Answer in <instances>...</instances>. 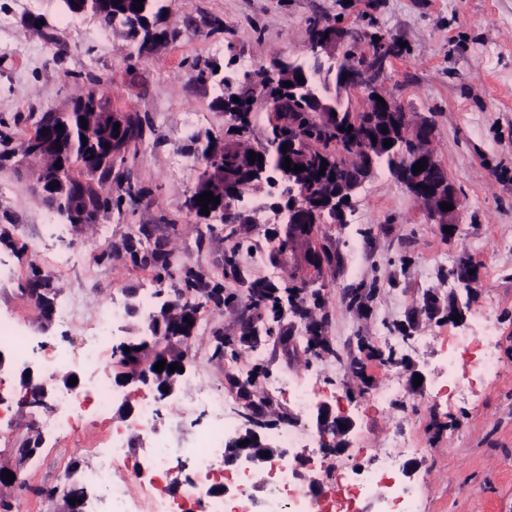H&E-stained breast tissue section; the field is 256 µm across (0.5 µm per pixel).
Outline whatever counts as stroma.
Listing matches in <instances>:
<instances>
[{"mask_svg": "<svg viewBox=\"0 0 512 512\" xmlns=\"http://www.w3.org/2000/svg\"><path fill=\"white\" fill-rule=\"evenodd\" d=\"M162 19L177 39L150 49L131 42L125 27L86 14L62 0H0V135L12 150L31 136L42 113L64 108L87 92L91 78L112 107L143 122L116 171L142 189L130 200L112 189L96 224L75 230L33 189L30 172L0 163V318L29 332L41 355L76 343L106 304L142 296L185 294L201 310L185 346L188 366L178 396L167 401L161 429L191 440L210 410L193 406L206 385L237 400L230 415L244 428L253 406L263 434L294 424L297 480L327 481L341 467H377L378 450L393 437L415 444L400 461V482L421 490L419 512H512V0H160ZM338 23L371 56V42L394 45L377 80L413 118L432 123L430 146L462 202L452 229L433 223L423 204L380 168L355 192L343 220L324 218L308 235L289 239L272 209L273 191L258 190L262 223L222 224L190 213L198 185L196 154L205 134L223 138L233 124L223 95L253 91V142L270 133L263 78L280 59H305L311 19ZM250 59L242 67V59ZM55 269L56 301L75 300L77 319L44 320L27 288L35 274ZM193 275L201 289L186 291ZM262 283L279 306L253 307ZM492 342H484L485 332ZM223 355H215L216 345ZM491 348L499 368L475 364ZM459 353L460 387L443 384L441 364ZM21 363L0 368V464L40 439L23 465L24 484L9 490L10 512H52L47 490L63 492L94 465L93 442L127 438L117 481L135 512H149L161 495L178 498L172 465L145 484L146 437L128 434L121 405L138 407L154 389L131 385L110 410L80 419L75 434H36ZM422 385H415V376ZM314 387L315 403L353 420L344 453L313 417L297 419L298 382ZM400 386L390 410L373 396Z\"/></svg>", "mask_w": 512, "mask_h": 512, "instance_id": "1", "label": "stroma"}]
</instances>
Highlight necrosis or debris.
I'll use <instances>...</instances> for the list:
<instances>
[{
  "label": "necrosis or debris",
  "instance_id": "1",
  "mask_svg": "<svg viewBox=\"0 0 512 512\" xmlns=\"http://www.w3.org/2000/svg\"><path fill=\"white\" fill-rule=\"evenodd\" d=\"M123 312V307L117 305L101 309L92 330L82 336L78 353L54 349L42 356L46 378L59 376L75 361L88 373L91 384L86 392L67 387L58 390L53 413L41 421L47 432L59 436L68 434L75 416L86 411L101 414L108 409L114 391L109 379L102 376L100 365ZM159 416L156 401L143 399L137 429L150 436L152 474H164L174 457L181 454L192 459L198 480L183 501L154 499L151 512H358L359 498L391 476L399 458L411 451L408 442L394 439L384 450V462L380 468L355 477L346 471H337L336 493L325 503L315 501L295 488L294 468L289 459L274 460L264 478L267 494L261 503L256 504L245 495L212 496L205 487L207 481L214 479V464L223 456L224 440L233 431V421L227 414L214 417L207 428L200 430L191 442L180 448L173 447L169 438L157 434L155 424ZM126 453L125 442L118 436L98 443L94 449L96 463L88 471L86 481L101 503L102 512H131L129 496L119 493L114 483L118 465Z\"/></svg>",
  "mask_w": 512,
  "mask_h": 512
}]
</instances>
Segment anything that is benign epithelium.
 <instances>
[{"label": "benign epithelium", "instance_id": "obj_1", "mask_svg": "<svg viewBox=\"0 0 512 512\" xmlns=\"http://www.w3.org/2000/svg\"><path fill=\"white\" fill-rule=\"evenodd\" d=\"M71 13L81 15L91 13L99 18L105 16L102 5L105 0H70ZM136 38L139 39L140 46H151L157 43L170 41L172 37L178 35V32L171 26L159 27L156 24L148 26H135ZM343 36L338 27L334 24L328 25L327 33L309 44L310 57L319 63H344L346 62L347 50L341 48ZM283 69L296 70L303 76V81L293 85L294 91L304 96L307 100L316 105V121L332 125L334 124L336 111V101L324 100L316 95L310 86V78L305 65L294 62L280 61L275 65V71ZM336 76L339 79V88L349 89L355 86L365 85L366 72L364 67L355 63L346 68L336 70ZM107 100V95L100 91L87 92L80 101H72L66 108L68 112L84 111L89 104L98 106L99 103ZM385 104L378 106V111L367 112V118L363 128L356 136L341 131L338 137L345 138L352 149L361 150L366 154L368 167L365 175L360 181L355 183L336 182V190L333 193L312 194L307 188L301 186L298 180V173L288 171L283 167L271 169L267 164L254 163L243 165L233 174L229 175L226 181L228 188L225 198L220 200L217 206L209 211L208 218L224 222V205L231 204L237 199L239 194L245 188L253 183H267L274 186H282L278 200L273 202L272 207L278 214L282 215L285 223L293 226L301 223L310 214H332L333 218H338L345 214L351 199L356 190L362 185V182L370 178L376 169V157L388 151L395 155L397 165L394 172L399 177L408 191L416 198L426 195L431 197L435 205L432 210L427 212L430 220L436 224L452 225L456 223L460 213V198L456 188L449 177L435 176V172L440 168V164L434 157H422L420 154L419 143L428 140L429 127L423 123L419 126L412 124L409 117L399 118L391 99L383 97ZM99 119L108 124L109 128H119V132L112 133V144H117L133 121V117L128 112H120L112 109V105H107L104 112H95ZM67 130L57 129L51 118H46L41 124L39 134L34 136L27 147L24 149V158L33 167L38 168L41 165L43 153L47 148L52 147L60 151L59 166L42 170L41 179L36 182V188L41 196H50L61 188H66V181L77 177L74 168H79L82 175L91 172L96 174L104 169H114L119 158V152L116 149L101 151L94 149L87 153L86 161L76 165L66 160V155L61 153ZM392 141V146L384 147V142ZM424 161L423 170L419 173H413V166L418 161ZM448 203L453 205V209L444 210L441 204ZM29 292L34 296L44 314L49 315L53 312L54 299L51 297V290L47 288H38L36 283H31ZM200 308L186 309L184 317L190 319V322L180 320L171 325L166 333L157 332L151 339L143 342L146 344L145 350L150 352V357L140 368L132 370L122 366L113 377V384L123 389L132 384H142L153 387L158 393L157 399L161 402L170 399L175 395L179 387L178 376L182 372L176 370L171 374V378H166L164 372L154 370L155 354L162 353V359L166 365L173 363L179 367H186V352L180 351L176 354L170 352V349L176 344L187 342L193 335L195 325L198 321ZM138 340L128 339L115 345L116 352L120 353L125 348H135L143 344ZM23 382L30 386L31 406H43L47 404L48 397L56 388V381L47 380L35 373L32 366H26L21 372ZM315 415L317 427L320 429H329L336 433L339 441L336 443L335 453H341L346 450L344 436L353 427V421L349 418H336L331 415L326 405L319 403L312 409ZM250 427L243 431L236 432L233 436L224 441V461L235 464L240 468L250 470L261 464L269 463L277 457L285 454V451L273 446L267 442L265 437L254 426L258 422L252 414H246ZM249 440V443L243 447L239 442ZM267 452L269 456L263 457L261 453ZM89 495L82 494L80 486L76 483L69 485L66 493L63 495L64 508L59 512H87L86 505ZM77 500V503H71V500Z\"/></svg>", "mask_w": 512, "mask_h": 512}]
</instances>
